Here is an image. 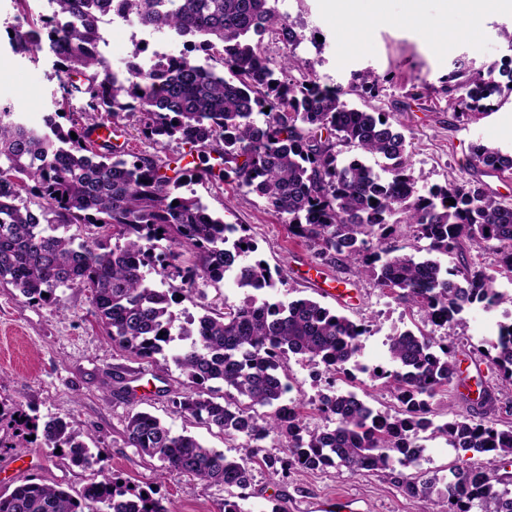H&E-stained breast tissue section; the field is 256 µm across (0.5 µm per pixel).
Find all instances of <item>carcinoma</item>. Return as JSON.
Wrapping results in <instances>:
<instances>
[{
    "mask_svg": "<svg viewBox=\"0 0 512 512\" xmlns=\"http://www.w3.org/2000/svg\"><path fill=\"white\" fill-rule=\"evenodd\" d=\"M52 15L30 14L12 27L14 52L31 56L49 43L55 57L60 99L40 126L21 122L0 106V281L30 302L58 301L60 287L90 292L94 315L112 343L130 357L147 360L178 339L171 359L188 380L170 399L172 412L189 415L227 437L245 440L244 453L230 459L190 435L175 434L144 411L127 417L126 444L155 458L172 473L224 486V512H244L236 489L248 486L253 458L263 443L285 442L283 456H266L277 475L299 467L361 470L408 468L419 458V433L443 437L453 448L489 456V463L512 457V428L499 429L454 417L430 418V400L459 377L452 341L419 329L388 337L389 367L372 370L399 403L382 413L352 392L320 400L318 412L336 419L333 428H310L297 404H284L279 369L300 355L331 377L351 376L367 326L331 311L316 300L272 302L246 298L224 304L186 326L172 306L197 280L213 283L234 274L241 286L260 290L280 282V273L262 260L249 261L257 246L237 227L209 213L182 193L191 182L219 178L243 194H254L293 234L316 249L328 266H358L377 286L424 312L427 322L453 330L465 307L512 304V294L495 287L494 276L468 262L449 269L431 254L463 255L470 248L492 252L496 265L512 273V203L471 183L451 182L422 192L410 163L412 142L387 112L351 106L348 96L370 95L380 78L367 72L344 88L323 86L316 74L300 80L294 50L306 39L281 17L271 0H124L128 14L155 31H173L220 57L224 75L202 71L184 59L161 60L160 78L144 74L118 80L87 45L97 35L100 15L112 0H53ZM68 16L73 23L59 25ZM273 33L288 54L271 60L262 48ZM464 62L444 79L452 122L465 124L492 109L485 100L512 95V68L502 84ZM84 103L74 109L71 100ZM269 112H264V109ZM112 134L123 136L122 121L139 114L141 137L155 145L179 141L197 152L192 167L160 156L131 154L124 145L91 137L101 113ZM77 138H72L71 133ZM390 161L379 173L360 158H340L338 146ZM217 155L224 172L209 164ZM471 166L512 171V156L481 144L472 147ZM455 204H448V200ZM178 205H172L173 201ZM102 236L78 242L58 233L72 224L97 225ZM406 229L419 246L396 253L389 241ZM426 255H420V252ZM194 261L177 268L181 285L168 288L161 303L149 278L158 265H173L185 254ZM494 354L485 357L505 386H512V324L497 325ZM209 382L231 389L224 402L210 396ZM272 411L258 419L256 408ZM9 416L43 444L60 449L71 464L91 468L95 455L74 423ZM404 494L430 502L429 512H512V475L498 470L457 468L452 477L436 473L422 482L401 481ZM0 512H169L161 500L127 488L105 474L75 497L62 487L32 481L0 494Z\"/></svg>",
    "mask_w": 512,
    "mask_h": 512,
    "instance_id": "cac0c4a2",
    "label": "carcinoma"
}]
</instances>
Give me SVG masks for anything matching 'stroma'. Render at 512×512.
<instances>
[{
	"label": "stroma",
	"mask_w": 512,
	"mask_h": 512,
	"mask_svg": "<svg viewBox=\"0 0 512 512\" xmlns=\"http://www.w3.org/2000/svg\"><path fill=\"white\" fill-rule=\"evenodd\" d=\"M402 2L386 0L382 18L361 23L351 31L341 27L329 0H277L275 8L295 26L321 33L322 44L303 42L295 56L300 69H313L322 84L345 86L353 74L366 71L381 77L377 97L353 94L349 101L369 112L389 113L394 125L412 142L411 163L415 173L424 177L423 189L463 178L479 182L495 197L512 201V175L468 166L471 149L478 144L512 154V97L495 100L491 111L454 126L448 99L441 91L442 78L458 59L472 61L474 68L483 70L499 69L512 61V47L500 35L502 28L512 27V10L492 9L456 19L452 34L443 41L438 36L442 0H425V16L415 25L405 20ZM14 13L11 0H0V105L12 107L22 119L37 124L54 109L58 85L53 58L45 51L33 59L12 51L3 21ZM418 85L424 91L416 100L412 93ZM192 190L215 216L244 227L257 246V257L280 271L284 282L273 290L274 298L317 299L325 307L338 308L335 300L319 297L306 279L322 275L330 288L336 287L338 279L349 280L353 303L340 308L341 313L371 328L362 338L359 363L387 365L389 336L427 328L422 314L376 288L370 277L352 268L339 271L323 265L315 251L291 235L287 225L255 195L232 194L220 182H197ZM56 294L58 303H31L12 286L0 284V403L43 422L55 417L74 422L89 435V448L101 452L100 467L72 466L36 438L25 447L14 448L17 429L6 422L0 424V493L30 480L77 494L103 472L126 486L154 488L170 512H190L197 504L206 512H222L223 486L162 473L158 460L127 447V417L134 408L149 412L175 433L194 436L231 458L240 455L241 439L225 437L192 417L174 414L161 391L180 389L186 378L170 357L158 355L149 361L129 357L113 345L98 323L86 290L61 287ZM243 298V289L232 280L217 286L200 281L174 311L198 318L222 302L237 303ZM462 318L456 329L455 351L465 369L471 363L472 349L484 347L495 336L498 323L512 321V305L488 309L478 304L466 309ZM288 375L291 389L284 396L288 402L310 404L323 394L351 391L373 408L390 413L397 408L391 393L380 386L331 378L298 356H290ZM481 378L492 402H481L477 392L451 385L431 402L435 422L448 421L455 413L495 423L501 429L512 427V389L499 388L490 363H483ZM120 383L137 389L135 402L116 394ZM422 444L418 465L402 474L373 470L341 475L328 467L298 469L282 479L273 476L264 463H254L242 506L245 512H271L277 504L286 512H320L322 505L341 497L349 500L355 512H427L428 502L410 499L401 491L399 476L414 477L428 471L446 476L457 467L487 464L486 455L451 447L442 438H426Z\"/></svg>",
	"instance_id": "obj_1"
}]
</instances>
